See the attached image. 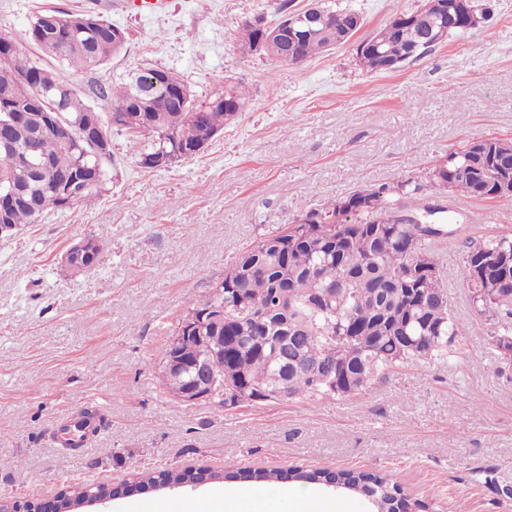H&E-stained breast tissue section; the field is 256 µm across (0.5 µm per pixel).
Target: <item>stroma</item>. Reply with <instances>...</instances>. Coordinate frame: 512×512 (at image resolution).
Returning a JSON list of instances; mask_svg holds the SVG:
<instances>
[{"label":"stroma","mask_w":512,"mask_h":512,"mask_svg":"<svg viewBox=\"0 0 512 512\" xmlns=\"http://www.w3.org/2000/svg\"><path fill=\"white\" fill-rule=\"evenodd\" d=\"M364 19L361 36L423 0H342ZM486 23L388 73L358 62L355 42L301 66L246 55L247 17L276 21L281 0H166L138 16L121 0H0V34L23 39L45 8L101 16L126 29L125 49L77 86L142 66L179 73L198 102L243 82L248 103L198 156L166 170L139 163L124 130L112 133V180L97 195L52 211L0 239V498L40 501L104 481L125 492L101 512L222 491L219 483L156 491L135 472L198 463L386 472L434 512H512V360L490 346L462 282L469 239L512 225V201L430 187L444 155L472 141L512 139V0H483ZM412 179L420 201L452 208L442 253L450 309L461 331L444 364L392 370L353 397L286 398L218 408L186 404L159 382L178 321L223 280L236 255L284 224L354 191ZM480 223H471V216ZM87 237L97 263L70 273L62 258ZM102 423L80 448L56 436L81 411ZM240 512L289 492L334 512L369 502L318 485L239 483Z\"/></svg>","instance_id":"stroma-1"}]
</instances>
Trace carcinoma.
<instances>
[{
    "label": "carcinoma",
    "mask_w": 512,
    "mask_h": 512,
    "mask_svg": "<svg viewBox=\"0 0 512 512\" xmlns=\"http://www.w3.org/2000/svg\"><path fill=\"white\" fill-rule=\"evenodd\" d=\"M329 21L319 24L297 47L307 60L346 43L352 28L363 22L358 12L339 3H325ZM413 12L399 13L373 37L362 40L360 63L371 72H385V63H411L434 50L420 41L422 30L436 33L448 27L441 13L414 23ZM113 24L101 17L62 10L34 15L24 40L0 36V91L15 94L0 106V138L14 149H0V213L16 227L34 224L46 212L86 198L109 178L113 154H101L82 140L58 141L39 117L42 104L61 101L63 116L74 125L95 114L102 133L127 130L136 137L140 164L150 169L160 157L181 159L197 154L192 130L194 113L203 109V125L221 131L246 107V93L224 83V91L196 102L191 88L170 70L149 67L118 81H94L79 89L68 70L95 71L120 53L127 38L116 39ZM69 47L59 51V43ZM64 61L57 68L51 61ZM188 92L189 99L181 97ZM96 98L112 104L103 113L87 103ZM32 148L43 165L22 166L18 157ZM430 183L484 200L497 199V188L512 184V143L489 138L464 145L442 161ZM411 180L370 189L372 201L331 223L337 202L303 216L304 224L288 226L264 237L240 253L224 271L221 290L212 291L194 311L216 316L206 332L224 337V363L248 379L264 378L272 387L286 386L289 397L316 401L356 396L379 374L414 363H429L448 353V339L459 334L441 275L430 277L429 264L439 265L437 244L444 228L438 224L403 222L399 200L416 195ZM101 247L92 238L65 261L73 273L93 266ZM489 259L479 269L474 260ZM463 281L476 313L493 323V345L512 358V230L474 241L463 258ZM294 327L305 338L304 350L336 359V379L299 372L283 378L272 360L271 341L280 328ZM137 479L161 487L184 482L250 483L264 486L283 481L302 484H342L371 502L375 512H398L404 502L398 486L380 472L303 469L288 471L242 468L222 473L209 467L143 471Z\"/></svg>",
    "instance_id": "cac0c4a2"
}]
</instances>
